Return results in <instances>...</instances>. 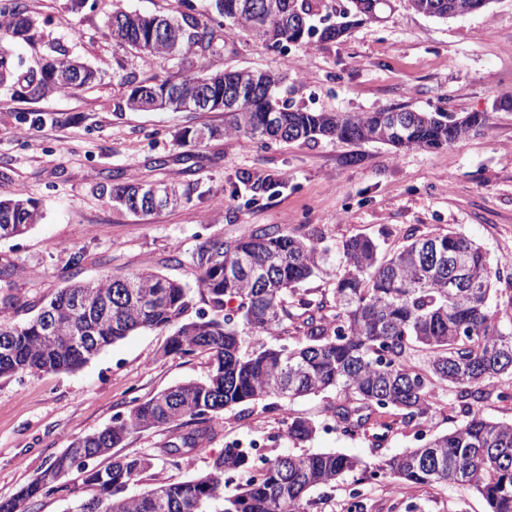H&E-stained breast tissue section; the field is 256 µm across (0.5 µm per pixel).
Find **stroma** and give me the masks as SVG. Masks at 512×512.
Masks as SVG:
<instances>
[{"instance_id":"1","label":"stroma","mask_w":512,"mask_h":512,"mask_svg":"<svg viewBox=\"0 0 512 512\" xmlns=\"http://www.w3.org/2000/svg\"><path fill=\"white\" fill-rule=\"evenodd\" d=\"M34 39L12 44V62L24 71L60 46L98 70L101 81L79 94L42 99L0 85V195L22 190L37 202L41 218L26 234L0 240V291L15 296L16 321L34 316L64 286L68 274L94 280L112 272L152 270L189 288L182 321L210 308L196 288L197 271L175 256L199 239L277 227L308 234L327 248L321 270L302 288L331 295L342 272L335 249L366 236L389 254L427 234L461 233L491 262L512 259V0H490L474 13L438 19L394 0L381 21H359L342 37L314 39L269 50L239 29L225 27L224 48L180 62L143 59L109 35L113 11L176 14L180 0H88L78 11L66 0H26ZM230 69L286 73L279 91L289 103L318 112L387 109L444 110L461 117L485 112L480 132L431 151L398 150L377 141L357 144L322 138L272 143L240 135L199 147L181 145L178 130L223 126L221 112H134L125 100L127 76H197ZM46 113L39 125L27 113ZM178 186L188 200L175 208L133 215L112 206L106 187L113 177ZM84 250L77 271L73 252ZM169 329H142L112 344L75 371L25 372L0 378V497L26 485L78 437L111 425L133 399H147L189 380H203L208 354L163 355ZM335 394L300 397L279 410L257 402L225 410L215 435L178 463L156 460L137 485L206 471L225 443L249 439L262 452L336 451L368 463L416 446L415 431L399 428L383 447L370 439L331 430L326 409ZM317 425L314 437L296 445L285 436L284 415ZM308 512H487L483 498L454 486H407L385 480L312 491Z\"/></svg>"}]
</instances>
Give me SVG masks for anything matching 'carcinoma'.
I'll use <instances>...</instances> for the list:
<instances>
[{"mask_svg": "<svg viewBox=\"0 0 512 512\" xmlns=\"http://www.w3.org/2000/svg\"><path fill=\"white\" fill-rule=\"evenodd\" d=\"M216 15L214 25H200L186 13L169 20L186 24L176 43L153 32L157 19L146 15L142 36L127 26L128 13L112 14L110 36L149 59L164 55L183 61L202 57L223 39L218 30L229 21L255 42L283 48L298 40L300 25L329 9L324 0H205ZM417 12L436 18L465 15L486 0H407ZM352 13L371 19L391 7V0H345ZM33 20L22 0L0 4V84L11 81L25 94L41 98L50 93L77 94L92 88L96 72L82 69L55 86L41 65L16 73L3 46L10 39H31ZM155 36H150V33ZM230 77L246 87L235 109L227 111L224 128L201 127L214 136L248 135L267 143L309 142L320 137L356 143L379 141L400 149H437L462 141L485 127L488 117L472 112L454 123L446 112H406L395 121L389 110L348 115L313 112L277 102L283 77L270 71L235 69ZM212 76L180 80L156 77L151 82L127 78L129 95L193 86ZM277 116L271 124L268 115ZM149 183L117 181L110 186L113 206L134 215L155 209L144 203L139 189ZM40 219L37 204L19 191L0 197V240L26 233ZM327 250L313 238L278 228H259L230 241L221 235L202 239L188 253L199 270L197 289L217 312L224 299L238 301L222 318L199 317L177 323L187 308L189 290L180 282L153 271L108 274L87 283L59 289L39 312L25 322L0 315V377L26 371H73L101 351L142 328L172 327L164 354L211 355L207 379L188 381L131 407L100 432L77 438L68 451L13 496L0 498V512H34L37 503L64 488L54 472L77 470L92 495L76 504V512H306L309 492L332 488L348 476L365 483L390 478L413 485L455 484L478 492L488 512H512V421L492 420L485 407L512 397L502 383L512 379V328L506 329L492 307L494 281L501 271L491 267L480 246L462 234L439 233L415 238L386 258L368 238H350L339 254L344 264L333 288V322H326L324 302L299 296L298 285L325 262ZM459 258L476 288L448 291V257ZM237 268L228 279L226 267ZM262 268L266 280L252 277ZM297 299L303 317L302 340L294 345L254 350L246 338L273 336L288 317L287 299ZM57 326L51 333L48 323ZM428 352L423 365L415 353ZM288 399L336 392L339 401L327 407L336 430L354 438L369 436L382 447L395 426L418 429L420 445L382 458L369 466L343 453L276 454L256 463L238 443L227 444L210 462L209 470L183 481L159 483L138 494L128 487L154 465V460L178 458L198 447L213 432L211 421L226 408L278 398ZM462 422L447 433L425 437L423 429L443 402ZM382 410L400 419L376 423ZM286 438L295 444L310 440L317 427L302 417L285 421ZM168 427L175 440L152 453L114 456L105 466L96 460L122 446L134 433Z\"/></svg>", "mask_w": 512, "mask_h": 512, "instance_id": "cac0c4a2", "label": "carcinoma"}]
</instances>
